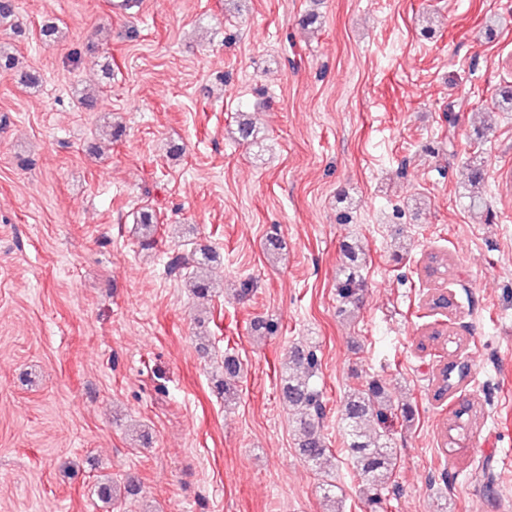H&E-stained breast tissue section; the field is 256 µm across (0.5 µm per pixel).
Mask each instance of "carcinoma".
<instances>
[{
	"instance_id": "obj_1",
	"label": "carcinoma",
	"mask_w": 512,
	"mask_h": 512,
	"mask_svg": "<svg viewBox=\"0 0 512 512\" xmlns=\"http://www.w3.org/2000/svg\"><path fill=\"white\" fill-rule=\"evenodd\" d=\"M15 72L24 85L35 87L40 78L36 73L19 67L13 54L0 48V69ZM485 180L482 155L472 156L468 173V194L473 210L486 211L483 194ZM344 265L343 277L337 285V294L342 302L341 312H355L363 291L361 271L366 257L354 238L342 245ZM211 255L200 250L193 259L194 293L205 298L211 290L206 275V266ZM318 369V357L311 349L295 347L290 351L281 373L282 400L297 411L296 432L298 450L305 463L315 470L325 468L329 448L322 434L325 406L322 391L311 382ZM224 379L221 389L224 400L237 394L238 383L244 374V365L233 355L224 356ZM405 422L412 420V410L407 404H398L377 380L364 387L348 391L344 396L341 419L345 435L346 454L358 479L359 493L372 512H385L391 480L396 467V456L389 441V424L396 417ZM473 423V410H453L448 426V445H458L466 439Z\"/></svg>"
}]
</instances>
